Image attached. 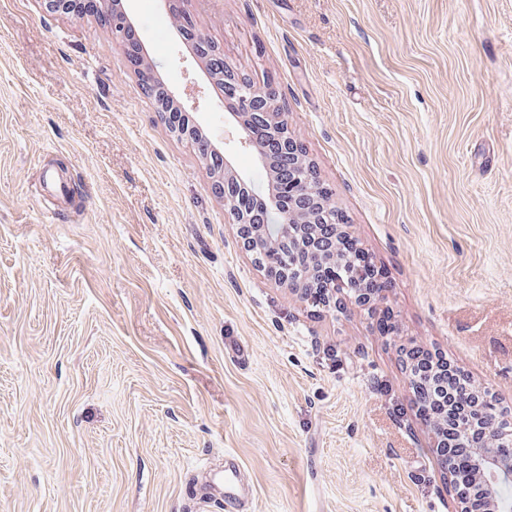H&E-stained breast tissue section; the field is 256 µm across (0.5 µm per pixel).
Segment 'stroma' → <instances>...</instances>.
<instances>
[{"label": "stroma", "instance_id": "stroma-1", "mask_svg": "<svg viewBox=\"0 0 512 512\" xmlns=\"http://www.w3.org/2000/svg\"><path fill=\"white\" fill-rule=\"evenodd\" d=\"M388 272L302 302L245 250L195 146L100 21L0 0V512H194L232 458L247 512H453L400 350L512 406V0H185ZM151 62L255 191L161 0ZM364 256L367 258L364 260H368V262L371 263V269L367 276V282L365 285L366 288H368L366 292L369 297H375L385 292L388 288H391V282L384 270L378 266H375L374 262L367 253L361 252L356 254V257L359 260L361 259L360 257Z\"/></svg>", "mask_w": 512, "mask_h": 512}]
</instances>
